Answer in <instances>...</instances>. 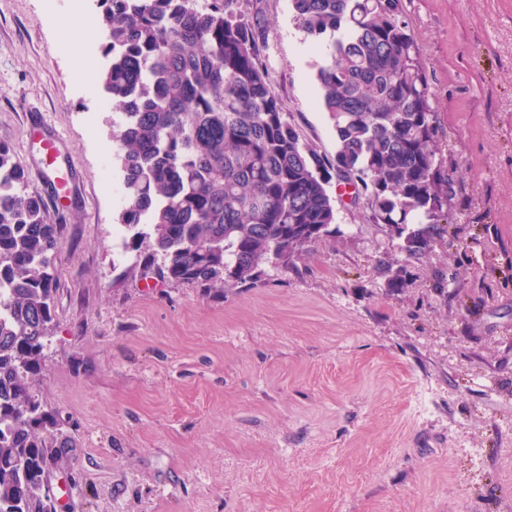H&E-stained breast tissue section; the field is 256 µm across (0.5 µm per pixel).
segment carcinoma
Listing matches in <instances>:
<instances>
[{
  "mask_svg": "<svg viewBox=\"0 0 512 512\" xmlns=\"http://www.w3.org/2000/svg\"><path fill=\"white\" fill-rule=\"evenodd\" d=\"M239 0H98L108 65L96 74L119 115L116 223L128 270L235 288L260 265L288 267L336 223L327 185L360 187L373 219L419 259L448 233L453 179L436 163L425 76L400 0H291L297 25L324 38L318 103L336 135L318 153L288 122L259 60L262 31ZM0 143V512H51L32 391L53 320L58 225L23 190Z\"/></svg>",
  "mask_w": 512,
  "mask_h": 512,
  "instance_id": "cac0c4a2",
  "label": "carcinoma"
}]
</instances>
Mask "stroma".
Returning <instances> with one entry per match:
<instances>
[{"instance_id": "stroma-1", "label": "stroma", "mask_w": 512, "mask_h": 512, "mask_svg": "<svg viewBox=\"0 0 512 512\" xmlns=\"http://www.w3.org/2000/svg\"><path fill=\"white\" fill-rule=\"evenodd\" d=\"M240 8L288 121L334 153L290 0ZM401 10L454 179L448 234L407 259L332 183L336 222L296 265L215 292L112 252L116 115L84 72L97 0H0V142L45 195L39 109L71 167L33 383L62 512H512V0ZM76 14L91 27L66 51Z\"/></svg>"}]
</instances>
